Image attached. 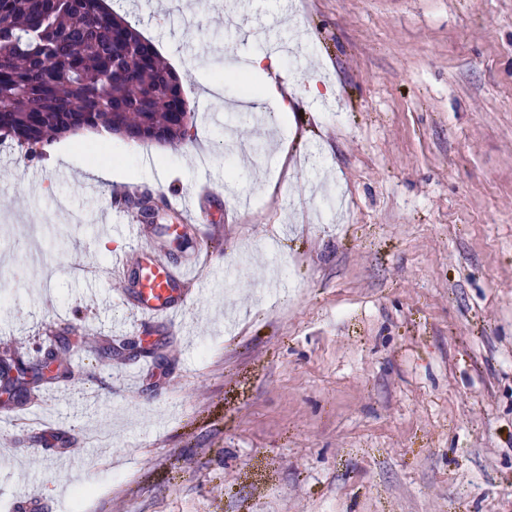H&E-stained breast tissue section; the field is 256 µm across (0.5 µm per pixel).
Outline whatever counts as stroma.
<instances>
[{
    "label": "stroma",
    "instance_id": "stroma-1",
    "mask_svg": "<svg viewBox=\"0 0 512 512\" xmlns=\"http://www.w3.org/2000/svg\"><path fill=\"white\" fill-rule=\"evenodd\" d=\"M190 2L175 26L112 0L171 51L180 147L101 136L106 183L84 148L0 143V504L512 512V0ZM281 40L305 54L268 70L288 112L263 125L233 76ZM326 180L344 206L321 219ZM170 191L224 229L181 325L133 334L121 282L73 268ZM50 346L58 376L4 395Z\"/></svg>",
    "mask_w": 512,
    "mask_h": 512
}]
</instances>
